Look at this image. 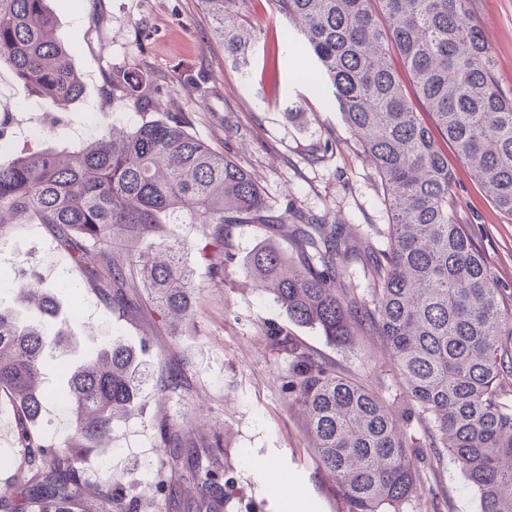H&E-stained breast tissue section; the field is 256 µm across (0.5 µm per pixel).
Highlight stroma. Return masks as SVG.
Wrapping results in <instances>:
<instances>
[{"label": "stroma", "instance_id": "1", "mask_svg": "<svg viewBox=\"0 0 512 512\" xmlns=\"http://www.w3.org/2000/svg\"><path fill=\"white\" fill-rule=\"evenodd\" d=\"M56 17L57 36L72 56L84 82V98L67 107L65 123L41 147L70 145L75 129L96 130L91 114L112 115L120 125L138 117L128 91L115 88L112 71L131 70L150 82L160 112H182L189 131L247 169L270 206L287 201L312 213H329L351 227L381 228L388 222L383 192L371 176L339 112L323 91L295 76L296 40L279 55L280 84L262 73V48H255L247 69L224 62V50L198 0H47ZM469 19L492 49L502 91L512 96V0H473ZM42 102L18 84L7 61H0V113L43 111ZM301 119H291L292 111ZM329 143L315 158L311 147ZM448 165L465 201L460 211L482 251L490 276L512 294V217L483 197L479 185L456 151ZM190 240L188 263L200 289L193 319L178 331L163 327L156 313L144 310L130 319L108 315L67 255L58 250L48 226L14 224L0 237V273L13 274L23 262L27 274L41 279L61 304L76 340L50 354L49 386L63 377L59 362H75L109 334L130 344L148 339L143 357L151 380L176 371L179 388L166 396L145 391L142 415L116 424L110 442L91 457L84 475L95 485L100 470H110L140 512H200L191 469L214 462L231 482L224 512H344L332 479L319 467L306 435L302 410L283 383L289 360L275 344L273 331L286 329L316 354L367 382L394 406L407 407L393 373L385 343L358 333L354 348L334 345L319 330L290 323L285 312L258 291L244 261L261 237L253 224L233 225L223 252L201 260L203 228L166 224L144 238ZM176 423L183 457L170 469L161 447L160 425ZM224 454L208 457L213 439ZM425 484L442 492L447 512H477L473 493L451 458L423 462Z\"/></svg>", "mask_w": 512, "mask_h": 512}]
</instances>
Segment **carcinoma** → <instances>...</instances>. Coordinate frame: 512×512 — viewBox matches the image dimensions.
<instances>
[{
    "instance_id": "carcinoma-1",
    "label": "carcinoma",
    "mask_w": 512,
    "mask_h": 512,
    "mask_svg": "<svg viewBox=\"0 0 512 512\" xmlns=\"http://www.w3.org/2000/svg\"><path fill=\"white\" fill-rule=\"evenodd\" d=\"M249 0H199L224 62L248 67L263 36L246 24ZM286 27L297 28L313 66L303 72L331 92L345 125L372 163L389 224L351 233L288 204L269 206L245 169L187 130L184 115L153 118L155 96L132 74L112 84L131 92L140 121L130 129L103 122L76 146L38 148L27 139L0 159V233L13 224H46L58 249L80 268L107 312L121 318L143 306L175 331L191 319L198 285L184 256L188 243L164 240L145 252L138 242L164 224H202L224 247L230 224L274 230L292 224L291 250L268 235L250 254L247 274L301 326L332 343H351V326L380 336L411 406L430 417L432 451L447 450L479 500V512H512V309L490 277L482 252L460 224L462 198L448 168L451 144L484 196L512 216V98L500 91L493 53L468 22L470 0H270ZM46 0H0V59L49 110L78 102L84 84ZM398 56L427 123L408 99ZM15 120L0 114V144L16 141ZM366 269L369 287L351 268ZM26 319L0 305V396L15 411V455L0 498L12 512H137L102 473L96 499L83 497L92 448L112 426L137 414L148 378L141 356L119 336H103L65 370L52 392L44 375L49 349L74 339L58 320L55 296L13 277ZM276 343L291 358L285 389L302 407L318 463L336 484L346 512H405L426 494L412 436L383 398L294 337ZM66 411L70 436L38 428L49 401ZM171 459L181 443L162 423ZM204 512H224L228 482L210 467L193 471Z\"/></svg>"
}]
</instances>
